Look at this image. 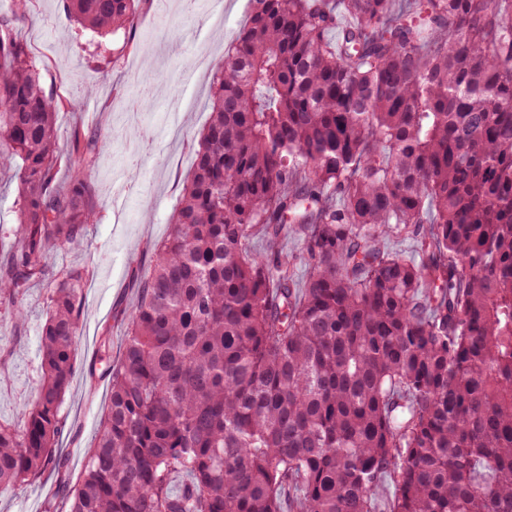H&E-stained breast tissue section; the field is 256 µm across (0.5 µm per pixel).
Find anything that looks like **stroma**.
<instances>
[{"mask_svg": "<svg viewBox=\"0 0 512 512\" xmlns=\"http://www.w3.org/2000/svg\"><path fill=\"white\" fill-rule=\"evenodd\" d=\"M225 24L208 25V0H142L130 33L104 38L79 29L66 17L61 0H30L26 19L13 32L27 43L45 86L63 99L56 125L68 180L71 137L80 132L99 142L92 171L97 216L82 240L55 250L54 268L86 266L92 275L84 288V308L76 338L77 368L65 395L67 428L56 454L63 468L0 491V512H45L61 481L76 482L88 448L98 436L110 388L100 362L103 344L120 360L127 317L135 307L138 283L155 260L154 247L170 231V218L190 174L196 137L207 124L213 72L197 64L200 54L219 60L247 22L250 0H224ZM95 88L85 98L86 88ZM194 96L195 109L181 113L180 131H166L168 103ZM17 179L0 172V258L13 247L17 222ZM23 326L0 318V422L18 421L21 405L38 387L39 330L47 308L41 287L31 288L22 304Z\"/></svg>", "mask_w": 512, "mask_h": 512, "instance_id": "stroma-1", "label": "stroma"}]
</instances>
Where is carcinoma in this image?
<instances>
[{"instance_id": "1", "label": "carcinoma", "mask_w": 512, "mask_h": 512, "mask_svg": "<svg viewBox=\"0 0 512 512\" xmlns=\"http://www.w3.org/2000/svg\"><path fill=\"white\" fill-rule=\"evenodd\" d=\"M61 2L107 36L138 0ZM27 3L0 17V305L21 324L45 282L48 318L1 489L58 465L90 272L48 262L96 216L95 140L56 179ZM340 4L343 26L328 0H253L121 359L103 345L98 441L46 512H512V0ZM407 235L416 259L386 248ZM0 184V258H4L13 247L14 237L9 231L17 223V179L13 170H4Z\"/></svg>"}]
</instances>
